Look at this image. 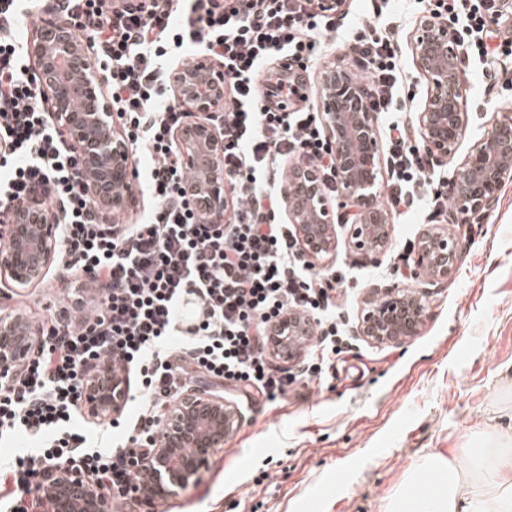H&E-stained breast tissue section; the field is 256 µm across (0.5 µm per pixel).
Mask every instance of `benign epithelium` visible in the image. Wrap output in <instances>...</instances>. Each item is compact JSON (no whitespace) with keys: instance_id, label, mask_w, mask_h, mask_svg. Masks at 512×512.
Returning <instances> with one entry per match:
<instances>
[{"instance_id":"obj_1","label":"benign epithelium","mask_w":512,"mask_h":512,"mask_svg":"<svg viewBox=\"0 0 512 512\" xmlns=\"http://www.w3.org/2000/svg\"><path fill=\"white\" fill-rule=\"evenodd\" d=\"M41 23L28 54L49 101L52 124L78 156L89 174L85 192L101 213L125 214L133 200V153L112 113L105 75L93 70L87 46L71 24L52 6H37ZM416 68L429 83L425 101L416 112L424 149L452 160L467 136L469 87L460 61L464 42L458 28L435 11L420 20L411 40ZM174 99L196 114L190 126L175 132L181 165L192 173L188 197L210 224L231 223L230 201L224 187V141L209 118L224 106L223 68L205 59L194 66L172 70ZM327 127L333 130L338 204L352 218L345 225L348 246L377 263L391 244L392 218L379 204L383 142L377 113L366 100L363 85L346 67L322 70L316 87ZM512 177V116L504 114L491 134L471 146L457 165L451 181L454 206L461 213L490 209L505 179ZM282 210L302 242V259L314 268L336 251L338 231L318 172L305 160L295 161L280 189ZM60 211L43 198L33 197L12 211L8 239L0 245V271L19 288L41 282L56 261ZM457 240L446 224L423 230L417 241L412 278L420 275L445 281L454 271ZM428 315L424 295L411 287L370 288L357 313L356 332L367 343L381 346L420 335ZM314 335L310 316L291 313L271 328L268 351L283 352L284 337ZM51 342L43 329L8 310L0 313V380L11 383L31 351ZM128 379L112 371L105 360L87 375L84 406L101 423L121 413ZM240 412L222 395L189 392L174 401L161 418L162 431L139 464L142 480L131 494L143 504L166 499L187 486L206 465L215 449L224 446V435L233 432ZM37 512H108L97 480L87 471L68 468L60 478L58 468L41 472Z\"/></svg>"}]
</instances>
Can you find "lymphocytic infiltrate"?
Returning a JSON list of instances; mask_svg holds the SVG:
<instances>
[{
    "label": "lymphocytic infiltrate",
    "mask_w": 512,
    "mask_h": 512,
    "mask_svg": "<svg viewBox=\"0 0 512 512\" xmlns=\"http://www.w3.org/2000/svg\"><path fill=\"white\" fill-rule=\"evenodd\" d=\"M29 6V0H0V240L14 206L43 195L63 214L58 265L91 276L99 292L78 317L60 315L48 330L51 344L21 366L11 386L0 385V443L21 435L39 442L0 461V512H29L22 501L36 494L35 479L51 464L78 462L105 491L128 487L139 479L137 465L152 449L163 409L193 381L272 402L292 384L328 374L345 337L344 270H311L293 226L275 220L288 156L304 157L325 191L335 192L326 127L318 112L281 103L285 79L269 86L276 105L258 103L263 64L277 58L288 69L305 67L318 42L339 33L335 7L322 0H56L106 76L137 158L135 184L152 201L146 220L120 227L98 222L79 162L49 119L18 35ZM447 14L463 20L469 57L512 56V20L494 17L488 0H448ZM190 49L219 61L231 89L218 125L224 177L236 193L230 224L207 223L189 204V176L175 159L174 133L191 115L169 101L168 63ZM350 50L370 107L393 111L402 82L393 39L364 23ZM417 138L412 124L389 128L385 200L408 212L424 188L440 212L448 192L431 191L432 163ZM188 297L199 316L184 333L175 328V310ZM291 312L313 316L316 332L295 372L273 368L267 353L272 324ZM105 359L135 375L136 385L128 412L94 447L76 419L87 373Z\"/></svg>",
    "instance_id": "f902f5d3"
}]
</instances>
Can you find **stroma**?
Wrapping results in <instances>:
<instances>
[{
    "label": "stroma",
    "instance_id": "stroma-1",
    "mask_svg": "<svg viewBox=\"0 0 512 512\" xmlns=\"http://www.w3.org/2000/svg\"><path fill=\"white\" fill-rule=\"evenodd\" d=\"M436 0H344L347 28L398 20L395 35L410 89L398 106L414 119L428 82L413 63L410 36ZM339 40L321 44L302 73L309 90L298 108L317 109L318 73L329 64L353 65ZM469 86L468 143L487 137L494 120L512 107V57L494 68L463 64ZM438 223L454 227L461 255L448 280L411 279L423 212L394 216L393 244L375 265L346 245L330 255L346 265L356 316L369 288L413 285L427 292L422 333L402 344L372 346L356 339L319 382L291 386L272 403H239L236 433L217 449L196 481L152 508L133 499L110 502L111 512H384L423 456L461 455L482 437L512 429V178L494 206L462 223L448 208ZM83 273L51 268L30 288L0 273L6 309L27 312L49 328L60 308L71 307V288Z\"/></svg>",
    "mask_w": 512,
    "mask_h": 512
}]
</instances>
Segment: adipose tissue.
<instances>
[{
  "label": "adipose tissue",
  "instance_id": "obj_1",
  "mask_svg": "<svg viewBox=\"0 0 512 512\" xmlns=\"http://www.w3.org/2000/svg\"><path fill=\"white\" fill-rule=\"evenodd\" d=\"M385 512H512V434L459 457L427 455Z\"/></svg>",
  "mask_w": 512,
  "mask_h": 512
}]
</instances>
